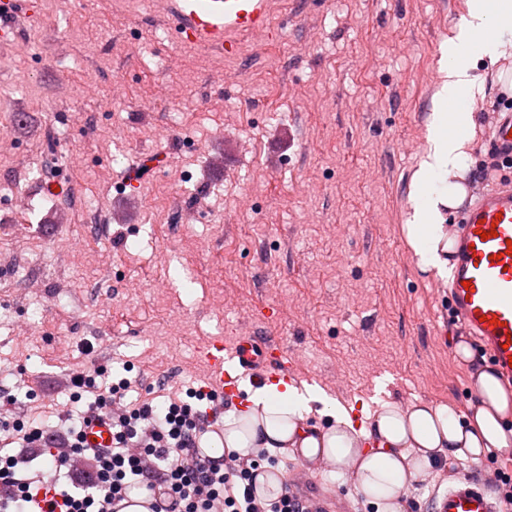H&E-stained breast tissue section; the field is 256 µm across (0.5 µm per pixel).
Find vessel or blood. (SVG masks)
I'll return each mask as SVG.
<instances>
[{
  "label": "vessel or blood",
  "instance_id": "1",
  "mask_svg": "<svg viewBox=\"0 0 512 512\" xmlns=\"http://www.w3.org/2000/svg\"><path fill=\"white\" fill-rule=\"evenodd\" d=\"M273 0H169L170 21L184 41L229 50L238 37L262 36L271 24ZM21 0H0V40L15 37ZM488 149L499 160L512 161V109L498 112ZM461 227L454 243L447 288L451 316L475 336L501 376L512 378V187L473 195L461 210ZM273 341L240 336L231 345L216 341L202 355L212 386L226 399L239 393L249 379L263 385L297 383ZM85 438L92 448L112 445L107 421L91 420ZM433 512H496V502L481 482L463 479L433 499Z\"/></svg>",
  "mask_w": 512,
  "mask_h": 512
}]
</instances>
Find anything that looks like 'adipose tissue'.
<instances>
[{
  "label": "adipose tissue",
  "instance_id": "obj_1",
  "mask_svg": "<svg viewBox=\"0 0 512 512\" xmlns=\"http://www.w3.org/2000/svg\"><path fill=\"white\" fill-rule=\"evenodd\" d=\"M511 36L512 0H468L467 13L445 49L439 107L427 124V149L413 175L418 200L402 227L419 269L443 279L452 250L445 211L463 192L455 176L465 159V140L455 130L472 122L470 113L454 114L447 106L472 81L470 59L498 60ZM457 353L473 366L479 403L469 413L424 401L385 403L360 424L329 403L323 410L329 422L317 427L307 415L319 393L271 385L255 390L246 402L229 405L223 434H206L201 446L215 455L245 457L259 448H293L309 461L323 456L336 474L351 477L376 512H403L407 490L428 478L435 464L512 455V392L468 345L459 344Z\"/></svg>",
  "mask_w": 512,
  "mask_h": 512
}]
</instances>
